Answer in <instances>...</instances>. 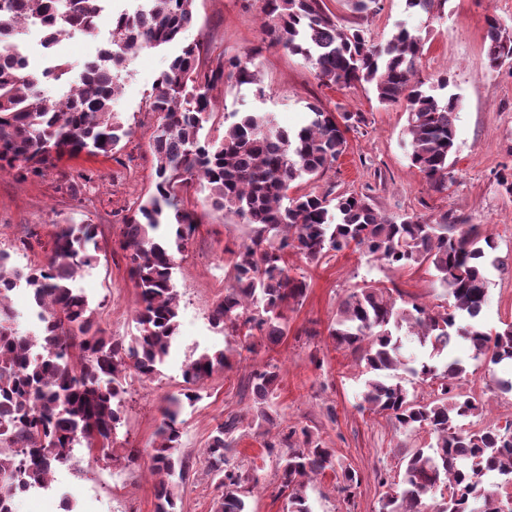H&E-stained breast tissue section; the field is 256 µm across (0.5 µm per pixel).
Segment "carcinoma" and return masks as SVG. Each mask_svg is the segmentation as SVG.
I'll return each mask as SVG.
<instances>
[{"instance_id":"cac0c4a2","label":"carcinoma","mask_w":512,"mask_h":512,"mask_svg":"<svg viewBox=\"0 0 512 512\" xmlns=\"http://www.w3.org/2000/svg\"><path fill=\"white\" fill-rule=\"evenodd\" d=\"M104 2L0 0L1 174L41 176L66 157L108 156L130 136L131 127L113 109L128 65L140 50L178 40L193 21L194 0H147L145 8L113 15L110 48L88 62L80 81L60 98L41 93L40 78L28 70L26 59L11 53L17 36L32 25L47 27L48 47L62 35L94 33ZM256 2L265 41L302 56L322 85L365 83L380 104H404L411 163L435 189H448L459 99L424 89L417 68L424 49L420 33L400 28L374 43L363 27L338 25L325 0ZM486 25L488 66L497 69L512 61V34L495 16L487 17ZM203 51L201 42L185 44L148 96L149 111L161 115L151 142L153 190L122 224L120 242L138 289L135 334L105 335L77 287L80 273L98 260L95 225H55L46 263L25 271L0 251V512H13V499L25 485L50 483L78 446L132 474L141 468L138 449L120 455L115 448L125 384L156 374L177 336L174 253L186 250L197 224L180 201L196 184L208 191L214 209L252 227L250 241L230 251L232 284L210 315L214 327L240 338L242 351L254 352L256 336L275 346L288 333V306L307 291L306 281L288 272L290 251L318 262L331 251L352 249L401 269L433 272L447 305L399 306L392 289L366 282L342 301L328 336L337 347L359 354L374 373L360 392V410L384 413L405 431L425 430L433 437L426 447L403 455V479L386 494L381 512H426L424 499L443 490L448 496L439 512H504L505 487L512 485V431L465 427V420L482 414L483 404L457 391L466 373L462 360L448 359L439 374L434 364L402 355L404 334L416 337L431 359L462 336L473 359L492 365L512 361V323L491 332L480 321L488 268L499 266L493 235L446 212L392 220L359 195H291L294 183L317 178L346 152V133L359 116L312 106L309 123L290 130L270 112H231L233 122L224 125L222 137L203 138V123L215 110L210 91L216 84L228 78L263 93L254 63L231 58L203 69ZM20 281L37 308V335L15 326L8 292ZM228 366L222 350L200 353L183 369L186 388L164 400L149 465L156 476V512H177L172 476L187 467L179 456L185 404L198 399L197 383ZM277 369L266 362L247 376L257 421L273 422L268 408ZM399 370L420 383L441 378L435 397L425 401L411 394L393 375ZM238 424L235 416L218 424L205 449L224 488L215 512H248L245 493L259 483L256 472L228 466L229 438ZM264 449L276 461L279 494L287 495L291 512H311L306 484L334 469V450L306 427L287 428L264 441ZM491 472L503 483L484 494L483 478ZM358 485V473L341 468L339 490L346 500L354 498Z\"/></svg>"}]
</instances>
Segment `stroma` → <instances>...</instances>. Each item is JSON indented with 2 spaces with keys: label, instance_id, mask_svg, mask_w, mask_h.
Returning a JSON list of instances; mask_svg holds the SVG:
<instances>
[{
  "label": "stroma",
  "instance_id": "stroma-1",
  "mask_svg": "<svg viewBox=\"0 0 512 512\" xmlns=\"http://www.w3.org/2000/svg\"><path fill=\"white\" fill-rule=\"evenodd\" d=\"M336 22L362 25L372 42L385 41L397 27L419 30L425 48L418 61L421 78L436 86L449 80L447 93L457 95L456 152L450 159L451 178L446 191L435 190L409 158L407 114L402 105H381L368 86L329 88L316 79L302 57L264 45L261 20L253 0H195L194 22L181 42L142 50L129 65L114 108L132 127L128 141L109 156L80 155L65 160L60 170L42 176L0 175V250L8 252L18 268L46 262L48 242L56 225L92 224L100 247L98 261L79 281L97 321L106 334L135 333L137 290L119 247L121 225L134 203L153 188L154 158L150 150L159 121L147 111V95L182 43L203 41L208 52L202 68L217 60L244 57L260 48L255 64L265 97L227 80L211 92L216 103L203 136L224 128L228 112H271L291 128L304 125L309 105L341 113H360L362 120L347 134L348 148L321 177L301 183L299 192L353 193L365 196L383 216L407 214L434 217L443 212L467 218L493 233L499 267L489 271V303L483 324L497 328L512 323V193L499 181L512 173V62L492 70L486 62V18L497 15L512 27V0H446L431 15L406 7L405 0H381L378 11L353 13L347 0H325ZM136 0H108L94 34L74 33L52 48H44L33 29L19 36L31 72L41 75V90L63 96L66 83L43 78L55 58L69 60L72 78H79L87 62L109 43L113 13L135 11ZM183 205L195 211L199 226L187 250L175 257L173 281L180 297L179 333L172 350L153 378L133 380L125 396L124 425L119 438L128 448L150 458L156 443L164 397L184 388L182 369L200 352L231 350L230 368L199 383L198 401L185 408L179 453L190 462L174 493L179 512H214L220 495L203 450L215 427L228 416H240L229 457L230 466L256 467L259 483L246 495L249 512H288V500L278 493L274 461L263 448L256 425L244 421L252 397L245 391L246 370L234 350L237 337L225 335L209 322L212 307L231 283L229 250L247 242L250 228L239 218L209 210L201 188L185 194ZM290 275L305 279L308 289L300 304L288 310L289 332L276 346L257 345L253 359L279 366L274 408L275 430L310 427L335 451L338 465L355 469L361 479L354 501H346L333 471L317 476L307 487L311 512H379L386 482L401 481L402 456L430 441L428 433L399 429L386 416L359 411L356 395L368 379L364 361L351 351L335 348L328 327L341 302L363 281L399 288L417 302L437 306L447 296L429 272L386 265L362 253H329L317 263L288 257ZM450 351L465 358L466 374L458 390L485 403L474 429L512 420V393L496 387L500 378H512V365L472 360L468 343L455 338ZM112 464L93 461L85 449L56 468L48 489L18 496L14 512H59L70 499L75 512H155V479L148 469L114 484Z\"/></svg>",
  "mask_w": 512,
  "mask_h": 512
}]
</instances>
